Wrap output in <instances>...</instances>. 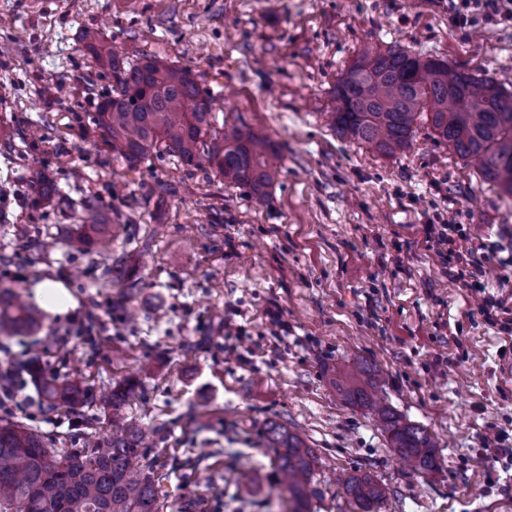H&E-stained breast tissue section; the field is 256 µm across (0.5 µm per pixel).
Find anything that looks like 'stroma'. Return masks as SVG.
Masks as SVG:
<instances>
[{"label": "stroma", "instance_id": "stroma-1", "mask_svg": "<svg viewBox=\"0 0 512 512\" xmlns=\"http://www.w3.org/2000/svg\"><path fill=\"white\" fill-rule=\"evenodd\" d=\"M121 56L144 51L201 74L285 157L264 199L177 159L131 171L94 122L111 75L85 55L82 29ZM0 279L61 283L71 313L33 334L0 336V360L39 348L48 373L84 392L43 411L16 370L13 419L66 438L101 433L118 385L155 432L162 512H277L268 421L299 433L320 462L308 512H355L336 477L367 472L387 489L372 512H512V469L491 471L481 435L512 433V337L484 321L483 297L512 309V266H485L484 293L459 287L421 231L467 224L512 244V198L484 182L428 124L384 156L330 124L333 89L361 52L437 56L512 90V23L456 26L448 0H0ZM56 186L39 200L34 173ZM173 192L154 194L156 182ZM120 229L105 252L74 250L85 204ZM58 246L41 252L40 242ZM140 288L113 316L125 280ZM436 442L438 467L404 468L386 434L336 392L357 363ZM255 482L238 483L240 470Z\"/></svg>", "mask_w": 512, "mask_h": 512}]
</instances>
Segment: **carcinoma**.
I'll use <instances>...</instances> for the list:
<instances>
[{"instance_id":"carcinoma-1","label":"carcinoma","mask_w":512,"mask_h":512,"mask_svg":"<svg viewBox=\"0 0 512 512\" xmlns=\"http://www.w3.org/2000/svg\"><path fill=\"white\" fill-rule=\"evenodd\" d=\"M79 39L96 66L116 81L95 116L114 159L136 170L153 155L169 154L187 166H206L257 198L266 196L282 168L278 147L243 123L219 122L212 97L191 69L147 54L130 63L114 55L94 30L82 31ZM334 99L332 125L341 136L390 156L408 146L417 120L425 117L434 135L512 197V92L492 77L390 47L354 59L338 78ZM83 213L74 248H110L115 225L92 204ZM40 321L18 284H0L1 335L32 333ZM24 368L43 402L74 408L82 400L78 386L45 377L38 358ZM336 390L378 421L413 472L437 468L429 433L381 402L368 366L336 380ZM128 394L126 387L112 390L110 430L79 450L60 449L56 439L0 417V512H162L160 477L146 433L124 410ZM264 438L274 451L278 494H287L283 512H307L314 449L275 420L267 423ZM341 486L360 512H372L386 496L384 485L368 473L349 474Z\"/></svg>"}]
</instances>
